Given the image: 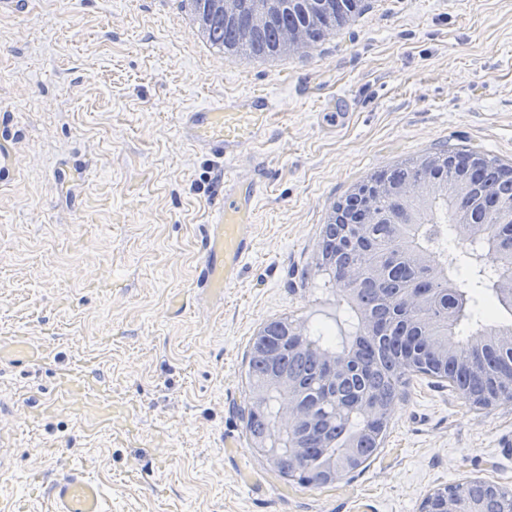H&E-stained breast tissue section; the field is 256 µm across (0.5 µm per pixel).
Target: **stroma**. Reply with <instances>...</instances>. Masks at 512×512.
<instances>
[{
    "label": "stroma",
    "instance_id": "35a3bbf8",
    "mask_svg": "<svg viewBox=\"0 0 512 512\" xmlns=\"http://www.w3.org/2000/svg\"><path fill=\"white\" fill-rule=\"evenodd\" d=\"M367 3L320 47L258 60L211 47L183 0H0V341L52 350L0 363V512H49L65 459L111 512H420L449 484L512 489V402L480 409L435 377L411 376L378 454L331 485L282 478L246 429L263 324L344 328L316 265L330 205L443 149L512 162V0ZM252 92L279 104L269 185L250 256L212 299L195 277L218 164L176 114ZM336 97L350 115L332 128ZM63 373L124 408L111 431L39 409Z\"/></svg>",
    "mask_w": 512,
    "mask_h": 512
}]
</instances>
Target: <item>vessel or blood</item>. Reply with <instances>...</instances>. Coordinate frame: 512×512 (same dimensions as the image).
Instances as JSON below:
<instances>
[{
    "label": "vessel or blood",
    "mask_w": 512,
    "mask_h": 512,
    "mask_svg": "<svg viewBox=\"0 0 512 512\" xmlns=\"http://www.w3.org/2000/svg\"><path fill=\"white\" fill-rule=\"evenodd\" d=\"M277 115L276 101L264 93L222 98L179 114L182 139L196 151L224 163V204L206 227L204 257L196 277L197 287L207 293L223 295L225 288L235 282L251 248L242 229L251 223L266 183L257 173L243 177L238 161L244 156L259 160L257 148L267 143V134ZM42 355V349L24 336L0 343V361L24 363L39 360ZM74 399L82 403V416L101 423L111 421V400L97 393L95 384L85 378H62L57 396L45 398L44 403L55 407ZM45 495L51 512H106L100 485L71 466L46 485Z\"/></svg>",
    "instance_id": "b4317fda"
}]
</instances>
